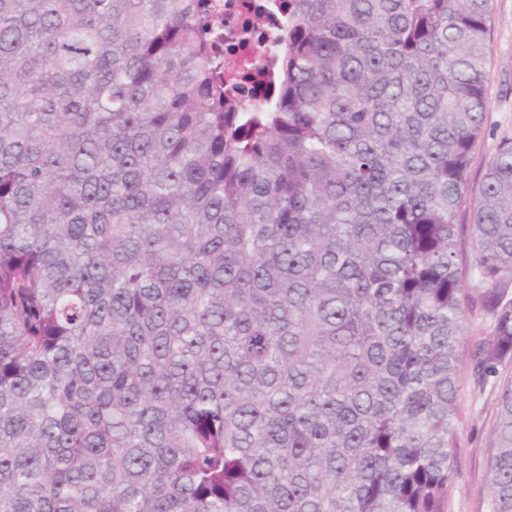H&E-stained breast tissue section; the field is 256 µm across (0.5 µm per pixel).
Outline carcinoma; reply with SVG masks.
<instances>
[{"mask_svg":"<svg viewBox=\"0 0 512 512\" xmlns=\"http://www.w3.org/2000/svg\"><path fill=\"white\" fill-rule=\"evenodd\" d=\"M0 0V512H447L470 279L512 512L492 0ZM214 5L217 15L213 16L219 23L224 22V29H230L231 34H224L231 41V36L238 35V30H241L243 20L254 13L256 6H262L267 14H272L271 5L275 3L274 0H211ZM252 7V8H251ZM251 9V12L249 10ZM267 14L262 16L260 21L261 31L257 33L255 38L265 39L270 42L277 28V23L273 16L269 18ZM238 29V30H237Z\"/></svg>","mask_w":512,"mask_h":512,"instance_id":"cac0c4a2","label":"carcinoma"}]
</instances>
